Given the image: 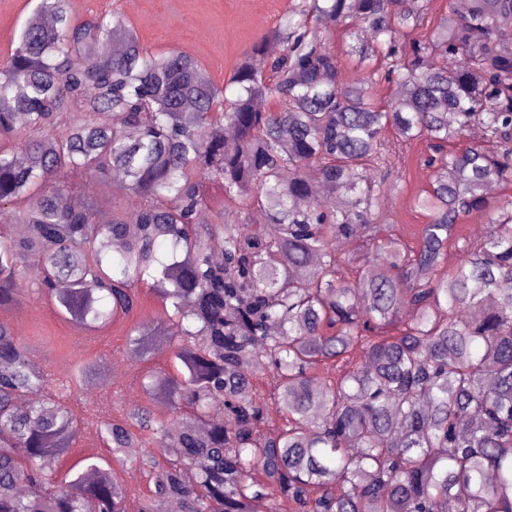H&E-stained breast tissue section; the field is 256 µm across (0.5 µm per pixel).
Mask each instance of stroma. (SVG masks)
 I'll return each mask as SVG.
<instances>
[{
  "label": "stroma",
  "mask_w": 512,
  "mask_h": 512,
  "mask_svg": "<svg viewBox=\"0 0 512 512\" xmlns=\"http://www.w3.org/2000/svg\"><path fill=\"white\" fill-rule=\"evenodd\" d=\"M299 0H69L77 19L119 11L151 50L175 47L200 61L216 83L228 82L240 56L278 26ZM32 0H0V59L14 47L18 34L33 14ZM420 147H413L403 168L406 183L402 193L385 195L381 209L389 217L382 235H394L415 243L413 234L425 223L423 211L410 207V196L429 189L434 171L420 161ZM20 301L0 310L26 346L31 362L56 383L70 380L80 366L89 371L75 385L70 398L82 420L78 438L60 459L54 477L63 480L80 458L94 455L109 459L110 450L101 438V421L120 417L134 407L147 408L154 418L174 416L170 403L149 397L144 377L150 372L175 376L183 367L171 351L156 352L145 360L133 359L127 347L132 325L172 330L173 323L160 297L140 288L137 315L120 317L100 329L83 328L59 313L56 303L36 292V277L23 268L18 280Z\"/></svg>",
  "instance_id": "stroma-1"
}]
</instances>
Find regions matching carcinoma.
Here are the masks:
<instances>
[{"label":"carcinoma","instance_id":"obj_1","mask_svg":"<svg viewBox=\"0 0 512 512\" xmlns=\"http://www.w3.org/2000/svg\"><path fill=\"white\" fill-rule=\"evenodd\" d=\"M431 2L302 0L243 54L231 96L181 50L144 47L120 12L80 21L69 0H37L47 24H25L0 64V141L14 142L0 149V223L20 224L0 234V309L18 301L27 259L38 293L78 325L133 314L146 285L179 327L186 374L145 383L176 419L137 408L100 423L112 459L153 479L140 512H252L260 499L272 512H512V197L485 195L512 183L499 27L512 0H467L407 41ZM324 18L347 25L359 82L343 84L312 25ZM390 128L427 143L434 167L410 200L428 212L416 247L375 235L382 197L401 191ZM475 129L495 153L467 140ZM73 170L105 197L120 181L131 214L97 196L63 205ZM208 185L221 200L203 225ZM252 211L278 234H249ZM475 212L487 230L467 238L459 220ZM127 337L135 357L167 343L160 329ZM251 353L277 380L271 404L240 369ZM69 390H52L0 321V512H125L110 464L81 459L75 480L96 479L80 496L51 479L78 433ZM272 413L287 425L264 434Z\"/></svg>","mask_w":512,"mask_h":512}]
</instances>
